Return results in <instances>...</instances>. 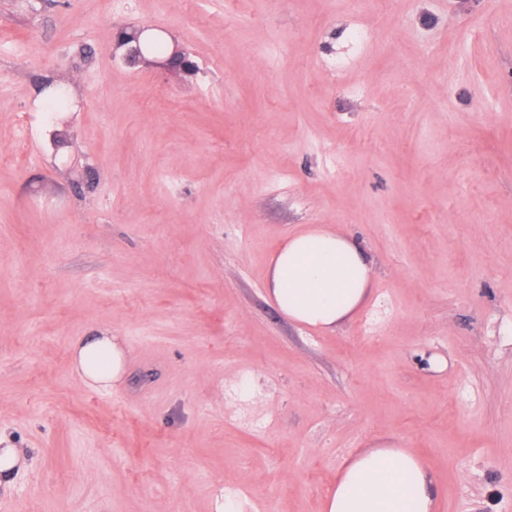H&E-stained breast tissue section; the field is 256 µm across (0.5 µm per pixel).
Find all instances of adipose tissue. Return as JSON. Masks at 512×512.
Instances as JSON below:
<instances>
[{"label": "adipose tissue", "mask_w": 512, "mask_h": 512, "mask_svg": "<svg viewBox=\"0 0 512 512\" xmlns=\"http://www.w3.org/2000/svg\"><path fill=\"white\" fill-rule=\"evenodd\" d=\"M373 267L363 244L318 225L289 236L274 255L266 292L290 320L324 331L351 318L371 294ZM74 370L90 386L120 382L126 352L99 332L72 346ZM431 476L421 459L397 441L375 440L345 460L323 512H432Z\"/></svg>", "instance_id": "adipose-tissue-1"}]
</instances>
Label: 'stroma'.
<instances>
[{"instance_id": "1", "label": "stroma", "mask_w": 512, "mask_h": 512, "mask_svg": "<svg viewBox=\"0 0 512 512\" xmlns=\"http://www.w3.org/2000/svg\"><path fill=\"white\" fill-rule=\"evenodd\" d=\"M128 26L196 72L125 64ZM318 224L373 260L328 331L266 293ZM0 432V512H322L381 436L434 512H512V0H0ZM106 333L100 330L98 335L82 336L72 345L74 370L88 385L103 389L122 380L126 364L118 337Z\"/></svg>"}]
</instances>
